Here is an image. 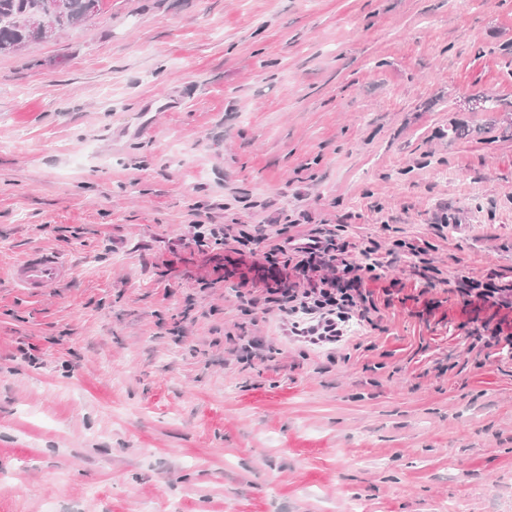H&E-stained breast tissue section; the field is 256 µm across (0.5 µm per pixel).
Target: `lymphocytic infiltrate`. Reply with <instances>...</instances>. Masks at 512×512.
Here are the masks:
<instances>
[{
  "instance_id": "lymphocytic-infiltrate-1",
  "label": "lymphocytic infiltrate",
  "mask_w": 512,
  "mask_h": 512,
  "mask_svg": "<svg viewBox=\"0 0 512 512\" xmlns=\"http://www.w3.org/2000/svg\"><path fill=\"white\" fill-rule=\"evenodd\" d=\"M197 248L220 250L235 243L236 254L263 252L266 260L263 290L241 287L237 310L249 322L274 312L288 321V338L303 347L322 349L329 363L339 361L350 321L374 325V306L364 292L383 263L375 240L352 242L342 224H317L301 229L299 220L280 225L274 235L231 224H195ZM457 292L496 308L512 306V285L461 277Z\"/></svg>"
}]
</instances>
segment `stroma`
I'll return each mask as SVG.
<instances>
[{
	"label": "stroma",
	"mask_w": 512,
	"mask_h": 512,
	"mask_svg": "<svg viewBox=\"0 0 512 512\" xmlns=\"http://www.w3.org/2000/svg\"><path fill=\"white\" fill-rule=\"evenodd\" d=\"M484 93L512 102V0H104L0 55V512H512V350L471 335L512 310L455 289L512 282ZM302 211L445 281L397 258L345 360L270 313L243 368L224 334L264 259L193 225ZM32 249L72 268L42 297L8 276Z\"/></svg>",
	"instance_id": "obj_1"
}]
</instances>
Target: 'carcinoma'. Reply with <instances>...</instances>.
Listing matches in <instances>:
<instances>
[{
    "mask_svg": "<svg viewBox=\"0 0 512 512\" xmlns=\"http://www.w3.org/2000/svg\"><path fill=\"white\" fill-rule=\"evenodd\" d=\"M89 2L90 0H0V54H11L24 45L43 41L34 28L37 15L51 19L59 32L93 19Z\"/></svg>",
    "mask_w": 512,
    "mask_h": 512,
    "instance_id": "cac0c4a2",
    "label": "carcinoma"
}]
</instances>
